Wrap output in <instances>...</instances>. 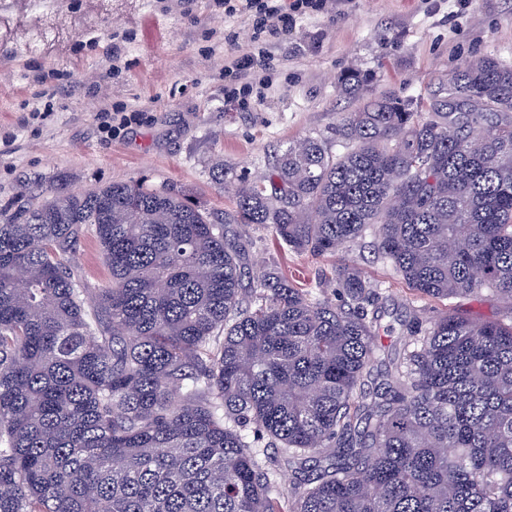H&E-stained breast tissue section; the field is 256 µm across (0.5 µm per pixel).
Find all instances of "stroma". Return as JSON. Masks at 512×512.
I'll return each mask as SVG.
<instances>
[{
  "instance_id": "35a3bbf8",
  "label": "stroma",
  "mask_w": 512,
  "mask_h": 512,
  "mask_svg": "<svg viewBox=\"0 0 512 512\" xmlns=\"http://www.w3.org/2000/svg\"><path fill=\"white\" fill-rule=\"evenodd\" d=\"M248 27L224 0H0V209L28 185L84 193L122 181L174 187L221 214L239 180L271 174L288 143H335L342 116L365 101L431 100L460 63L482 56L512 65V0H345L296 12L267 85L230 99L224 60L250 51ZM351 69L364 82L349 98L339 82ZM119 109L140 118L103 133V113ZM243 235L253 271L277 264L296 287L319 286L341 262L381 285L378 344L389 356L411 310L427 320L447 305L413 296L373 234L321 258L283 250L258 226ZM74 270L90 287L110 285L94 235L80 237Z\"/></svg>"
}]
</instances>
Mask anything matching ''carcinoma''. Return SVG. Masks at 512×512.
<instances>
[{"label": "carcinoma", "mask_w": 512, "mask_h": 512, "mask_svg": "<svg viewBox=\"0 0 512 512\" xmlns=\"http://www.w3.org/2000/svg\"><path fill=\"white\" fill-rule=\"evenodd\" d=\"M337 140L288 145L222 217L128 182L0 212V512H512V66L374 98ZM253 225L315 257L374 228L416 297L506 307L414 316L371 390L378 287L254 276ZM88 231L107 288L72 273Z\"/></svg>", "instance_id": "carcinoma-1"}]
</instances>
